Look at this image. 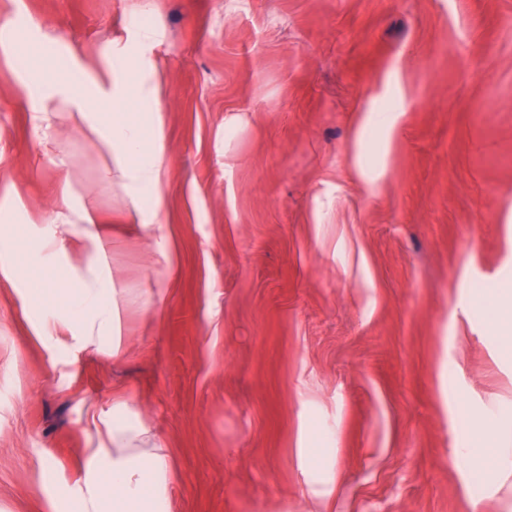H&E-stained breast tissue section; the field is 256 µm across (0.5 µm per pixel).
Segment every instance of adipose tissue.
<instances>
[{
	"mask_svg": "<svg viewBox=\"0 0 512 512\" xmlns=\"http://www.w3.org/2000/svg\"><path fill=\"white\" fill-rule=\"evenodd\" d=\"M31 74L38 97L32 115L36 136L51 143L63 119L98 140L109 157L105 182L121 189L131 222L151 239L159 257L154 276L163 278L173 257L159 223L166 154L157 108L158 63L131 56L112 66L108 76L78 79L38 56ZM96 224L92 199L77 205L69 195L61 196L37 252L65 260L75 236L84 241L89 261L85 270H72L66 279L46 270L31 309L39 335L54 339L63 334L78 349L106 348L116 355L126 308L135 305L149 313L156 298L115 287L101 265L107 243ZM472 305L483 309L500 354L512 358V284L498 288L494 304L485 305L476 295ZM100 421L106 439L90 451L84 486L74 494L71 512H172L169 490L177 475L156 433L126 400L115 401L111 414ZM457 423L463 433L459 455L484 493L492 492L499 474L512 472V437L464 405L457 408Z\"/></svg>",
	"mask_w": 512,
	"mask_h": 512,
	"instance_id": "ef3b65f1",
	"label": "adipose tissue"
}]
</instances>
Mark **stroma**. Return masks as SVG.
<instances>
[{
    "mask_svg": "<svg viewBox=\"0 0 512 512\" xmlns=\"http://www.w3.org/2000/svg\"><path fill=\"white\" fill-rule=\"evenodd\" d=\"M36 22L83 75L161 63L174 261L156 284L97 190L116 287L161 292L114 357L38 336L35 282L0 273V512H70L117 399L170 454L173 512H468L456 407L512 418L469 308L512 283V0H0L5 265L104 166L69 123L65 168L33 136Z\"/></svg>",
    "mask_w": 512,
    "mask_h": 512,
    "instance_id": "obj_1",
    "label": "stroma"
}]
</instances>
